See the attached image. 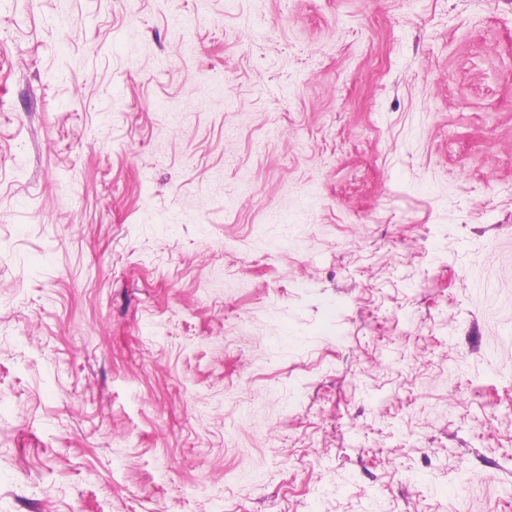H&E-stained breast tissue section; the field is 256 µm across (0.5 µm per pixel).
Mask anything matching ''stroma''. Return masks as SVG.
Returning <instances> with one entry per match:
<instances>
[{
	"label": "stroma",
	"instance_id": "1",
	"mask_svg": "<svg viewBox=\"0 0 512 512\" xmlns=\"http://www.w3.org/2000/svg\"><path fill=\"white\" fill-rule=\"evenodd\" d=\"M0 512H512V0H0Z\"/></svg>",
	"mask_w": 512,
	"mask_h": 512
}]
</instances>
